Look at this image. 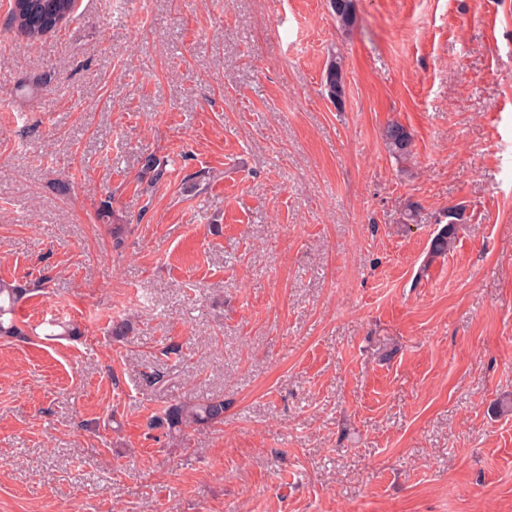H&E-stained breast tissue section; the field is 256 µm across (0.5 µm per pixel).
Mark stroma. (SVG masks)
<instances>
[{"instance_id":"stroma-1","label":"stroma","mask_w":512,"mask_h":512,"mask_svg":"<svg viewBox=\"0 0 512 512\" xmlns=\"http://www.w3.org/2000/svg\"><path fill=\"white\" fill-rule=\"evenodd\" d=\"M355 6L0 0V280L80 330L0 339V512H512V0ZM76 0H10L8 17L11 26L20 34L25 33L29 41H38L44 36L36 22L45 16H57L60 23L73 14ZM327 8L336 21L337 30L349 35L356 26L357 16L353 0H328ZM343 62L339 56H332L323 73L322 94L337 109L342 108L344 97ZM382 139L393 158L401 162L411 159L412 137L402 124L395 121L388 123L383 128ZM444 218L446 224L431 238L428 246L430 257L442 256L448 253L454 245L458 224H462L463 212L457 207L448 208ZM225 403L221 397L185 400L170 405L161 415L155 416L150 425L176 429L182 426L213 425L224 419Z\"/></svg>"}]
</instances>
